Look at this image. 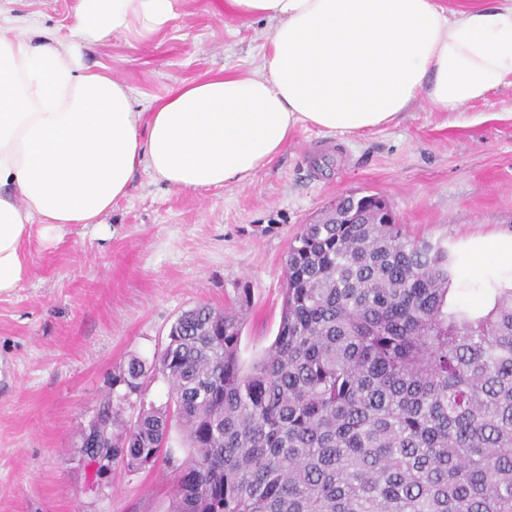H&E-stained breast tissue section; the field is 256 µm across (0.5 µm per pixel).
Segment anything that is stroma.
<instances>
[{"mask_svg":"<svg viewBox=\"0 0 512 512\" xmlns=\"http://www.w3.org/2000/svg\"><path fill=\"white\" fill-rule=\"evenodd\" d=\"M225 0H183L180 18L144 37L82 44L89 65L135 91L148 111L176 84L261 58L273 25L233 16ZM76 0H0L75 41ZM338 151L315 157L317 145ZM381 196L397 223L445 247L512 233V84L459 112L416 100L363 132L299 130L244 182L174 189L138 168L99 224H65L23 244L31 273L0 295V512H170L172 469L98 471L80 437L105 403L123 422L168 400L155 380L125 395L112 379L131 359L152 362L171 326L200 304L243 317V365L273 342L285 259L302 225L336 198Z\"/></svg>","mask_w":512,"mask_h":512,"instance_id":"1","label":"stroma"}]
</instances>
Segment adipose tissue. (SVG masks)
Returning a JSON list of instances; mask_svg holds the SVG:
<instances>
[{
    "label": "adipose tissue",
    "mask_w": 512,
    "mask_h": 512,
    "mask_svg": "<svg viewBox=\"0 0 512 512\" xmlns=\"http://www.w3.org/2000/svg\"><path fill=\"white\" fill-rule=\"evenodd\" d=\"M181 0H78L84 41L146 36ZM274 27L259 65L177 84L142 117L124 81L52 34L11 36L0 11V295L30 274L34 223L97 224L139 167L175 189L244 182L306 126L361 132L417 99L458 112L512 83V0L451 10L438 0H225ZM457 280L512 284V234L473 237Z\"/></svg>",
    "instance_id": "1"
}]
</instances>
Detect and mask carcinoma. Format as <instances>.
<instances>
[{
  "mask_svg": "<svg viewBox=\"0 0 512 512\" xmlns=\"http://www.w3.org/2000/svg\"><path fill=\"white\" fill-rule=\"evenodd\" d=\"M303 225L275 340L245 369L242 322L198 305L162 353L116 378L162 377L168 404L118 425L90 460L173 465L171 512H512V288L485 312L448 302V248L359 198ZM190 451L162 453L172 423Z\"/></svg>",
  "mask_w": 512,
  "mask_h": 512,
  "instance_id": "1",
  "label": "carcinoma"
}]
</instances>
